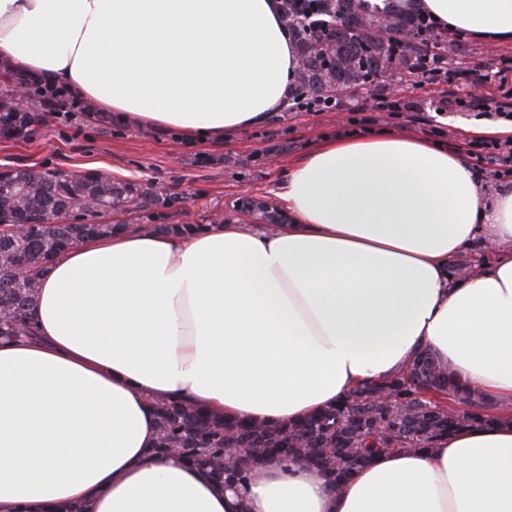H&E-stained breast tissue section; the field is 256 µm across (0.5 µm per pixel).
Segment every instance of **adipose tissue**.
<instances>
[{
  "instance_id": "adipose-tissue-1",
  "label": "adipose tissue",
  "mask_w": 512,
  "mask_h": 512,
  "mask_svg": "<svg viewBox=\"0 0 512 512\" xmlns=\"http://www.w3.org/2000/svg\"><path fill=\"white\" fill-rule=\"evenodd\" d=\"M440 28L512 42V0H420ZM0 57L134 125L222 139L278 110L297 49L279 0H0ZM269 232L121 231L60 254L27 332L0 337V512H512V189L461 156L354 134L290 168ZM492 243L479 273L449 265ZM505 404L341 489L267 457L218 487L154 451L155 406L296 422L419 353ZM483 244H484V241H482L481 239H478L477 241H475L474 245L469 248L468 250H466L465 252L461 253L453 262H452V266H451V269H452V274L456 277H460V278H466L464 276H468L469 275V269L467 267V264H459L458 265V272L459 274H457V271H456V267H455V264L458 262V261H461V260H467L469 262H471L472 264H474L476 267L479 266L480 267V263H481V259L487 255L488 253L486 252H483ZM462 275V276H461Z\"/></svg>"
}]
</instances>
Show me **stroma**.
<instances>
[{"instance_id": "obj_1", "label": "stroma", "mask_w": 512, "mask_h": 512, "mask_svg": "<svg viewBox=\"0 0 512 512\" xmlns=\"http://www.w3.org/2000/svg\"><path fill=\"white\" fill-rule=\"evenodd\" d=\"M464 44L465 52L449 63L447 78L409 82L395 92L383 83L330 112L282 108L221 142L131 127L109 116L94 119L84 112L83 101L67 92L62 105L52 109L31 103L38 117L33 135L27 141L0 142V166L96 171L115 181L150 182L169 197L167 205L157 208L167 223L209 225L220 215L226 222L247 224L251 217L235 210L236 201L248 194L285 209L281 191L289 164L318 141L343 136L350 120L359 133L386 129L467 155L470 141L496 127V120L453 108L439 113L434 104L464 85L469 70L478 65L492 76L477 85L478 93L512 98V44L470 38Z\"/></svg>"}]
</instances>
